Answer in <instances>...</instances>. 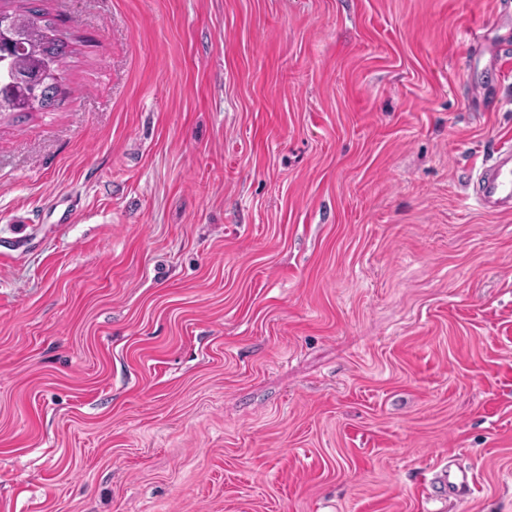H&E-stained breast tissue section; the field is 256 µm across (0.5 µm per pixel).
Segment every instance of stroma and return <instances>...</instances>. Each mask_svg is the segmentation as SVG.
I'll list each match as a JSON object with an SVG mask.
<instances>
[{
  "label": "stroma",
  "mask_w": 512,
  "mask_h": 512,
  "mask_svg": "<svg viewBox=\"0 0 512 512\" xmlns=\"http://www.w3.org/2000/svg\"><path fill=\"white\" fill-rule=\"evenodd\" d=\"M31 3L68 55L0 114V512H512V214L470 199L512 7ZM473 484V476L466 469L452 468V464L443 468L436 478L437 489L440 490L437 496L446 497V494H453L457 497L467 495Z\"/></svg>",
  "instance_id": "stroma-1"
}]
</instances>
